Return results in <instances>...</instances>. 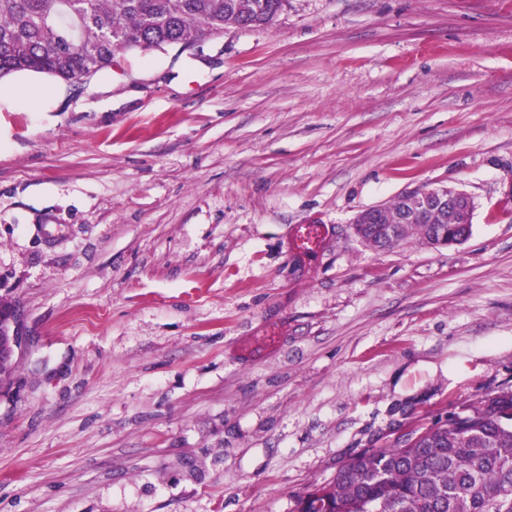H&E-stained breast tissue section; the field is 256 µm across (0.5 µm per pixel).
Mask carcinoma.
Returning <instances> with one entry per match:
<instances>
[{"instance_id":"obj_1","label":"carcinoma","mask_w":512,"mask_h":512,"mask_svg":"<svg viewBox=\"0 0 512 512\" xmlns=\"http://www.w3.org/2000/svg\"><path fill=\"white\" fill-rule=\"evenodd\" d=\"M288 0H0V78L19 72L71 83L112 69L130 49H162L221 35L227 26L272 24ZM404 197L359 225L366 245L412 237L464 242L469 224L430 213L401 224ZM0 299V389L15 374L9 316ZM298 512H512V389L461 406L445 423L415 427L386 448L353 457L335 478L299 497Z\"/></svg>"}]
</instances>
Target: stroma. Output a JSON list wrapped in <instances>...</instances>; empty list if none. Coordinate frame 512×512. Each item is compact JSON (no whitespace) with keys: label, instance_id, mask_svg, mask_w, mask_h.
I'll return each instance as SVG.
<instances>
[{"label":"stroma","instance_id":"35a3bbf8","mask_svg":"<svg viewBox=\"0 0 512 512\" xmlns=\"http://www.w3.org/2000/svg\"><path fill=\"white\" fill-rule=\"evenodd\" d=\"M117 60L0 78V512H296L512 386V0H290ZM442 185L462 244L353 236ZM325 235L323 224H299L294 232L296 251L311 254L317 251ZM14 309L11 302L0 299V389L8 388L15 374V355L8 351L12 347L9 316Z\"/></svg>","mask_w":512,"mask_h":512}]
</instances>
